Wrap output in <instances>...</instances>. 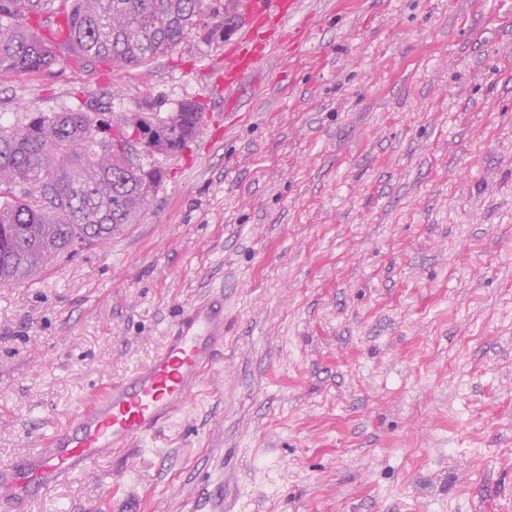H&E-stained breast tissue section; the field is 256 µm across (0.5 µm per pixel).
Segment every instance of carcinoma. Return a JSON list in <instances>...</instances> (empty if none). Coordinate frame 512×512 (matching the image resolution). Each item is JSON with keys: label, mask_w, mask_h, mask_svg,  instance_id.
<instances>
[{"label": "carcinoma", "mask_w": 512, "mask_h": 512, "mask_svg": "<svg viewBox=\"0 0 512 512\" xmlns=\"http://www.w3.org/2000/svg\"><path fill=\"white\" fill-rule=\"evenodd\" d=\"M208 0H0V73L50 72L61 63L96 70L141 67L178 48L208 12ZM85 101L0 124V284L29 279L136 224L160 185L150 153L118 155L112 138L126 117ZM202 122L195 100L174 125L187 138Z\"/></svg>", "instance_id": "1"}]
</instances>
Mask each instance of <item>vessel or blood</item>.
Here are the masks:
<instances>
[{
  "instance_id": "b4317fda",
  "label": "vessel or blood",
  "mask_w": 512,
  "mask_h": 512,
  "mask_svg": "<svg viewBox=\"0 0 512 512\" xmlns=\"http://www.w3.org/2000/svg\"><path fill=\"white\" fill-rule=\"evenodd\" d=\"M254 21L237 48L224 54L231 87L269 56L287 24L302 25L298 0H250ZM224 350V295L212 292L182 306L152 359L107 384L10 473L8 492L24 499L103 458L152 440L181 418L210 379Z\"/></svg>"
}]
</instances>
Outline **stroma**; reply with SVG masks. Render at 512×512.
<instances>
[{
    "label": "stroma",
    "mask_w": 512,
    "mask_h": 512,
    "mask_svg": "<svg viewBox=\"0 0 512 512\" xmlns=\"http://www.w3.org/2000/svg\"><path fill=\"white\" fill-rule=\"evenodd\" d=\"M225 2L144 67L0 74L6 125L220 119L139 223L0 285V473L224 292L184 419L0 512H512V0H301L229 92Z\"/></svg>",
    "instance_id": "stroma-1"
}]
</instances>
